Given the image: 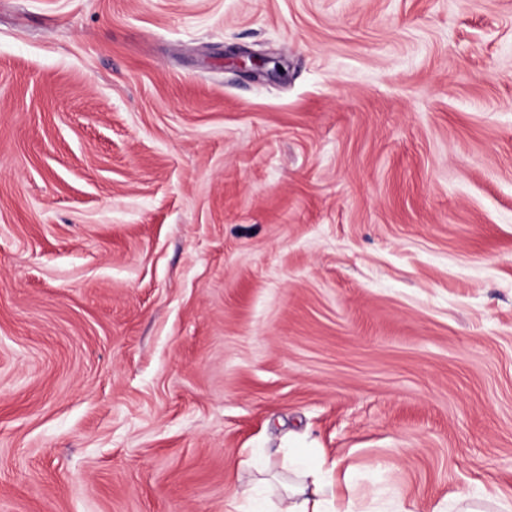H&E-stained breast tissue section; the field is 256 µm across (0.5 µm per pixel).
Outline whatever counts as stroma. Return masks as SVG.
I'll return each mask as SVG.
<instances>
[{"mask_svg": "<svg viewBox=\"0 0 512 512\" xmlns=\"http://www.w3.org/2000/svg\"><path fill=\"white\" fill-rule=\"evenodd\" d=\"M256 448L512 499V0H0V512H231Z\"/></svg>", "mask_w": 512, "mask_h": 512, "instance_id": "1", "label": "stroma"}]
</instances>
